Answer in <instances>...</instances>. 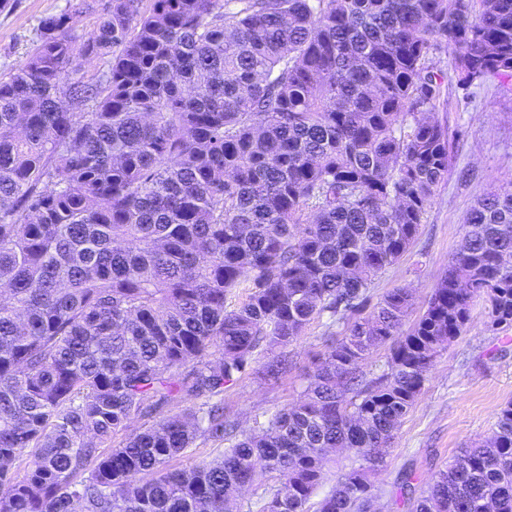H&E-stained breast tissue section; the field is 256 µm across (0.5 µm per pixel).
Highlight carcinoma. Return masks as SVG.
<instances>
[{
	"label": "carcinoma",
	"mask_w": 512,
	"mask_h": 512,
	"mask_svg": "<svg viewBox=\"0 0 512 512\" xmlns=\"http://www.w3.org/2000/svg\"><path fill=\"white\" fill-rule=\"evenodd\" d=\"M138 2L106 0L81 42L104 76L80 74L66 12L0 76V512H241L263 474L260 512H375L368 473L473 300L512 327V183L471 208L410 331L409 289L369 306L448 179L442 84L512 81V0ZM324 316L347 334L325 331L303 398L226 418L213 398L288 372ZM200 437L224 453L171 466ZM330 448L354 459L313 508ZM407 505L512 512V402Z\"/></svg>",
	"instance_id": "cac0c4a2"
}]
</instances>
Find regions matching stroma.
I'll use <instances>...</instances> for the list:
<instances>
[{"mask_svg": "<svg viewBox=\"0 0 512 512\" xmlns=\"http://www.w3.org/2000/svg\"><path fill=\"white\" fill-rule=\"evenodd\" d=\"M69 5L70 0H9L0 8V73L22 67L37 41L40 19ZM436 116L448 127V179L436 188L413 246L370 290L376 301L392 289H410L417 313L457 252L474 200L512 183V81L490 79L466 93L444 86ZM325 330L323 321H314L288 346L290 368L280 379L252 374L225 391V410L241 428H252L300 400L306 374L324 350ZM509 401L512 328L491 329L483 305H475L467 331L434 358L383 464L371 475L381 491L378 512H405L398 501V478L412 473L415 488H425L460 448L488 436Z\"/></svg>", "mask_w": 512, "mask_h": 512, "instance_id": "1", "label": "stroma"}]
</instances>
